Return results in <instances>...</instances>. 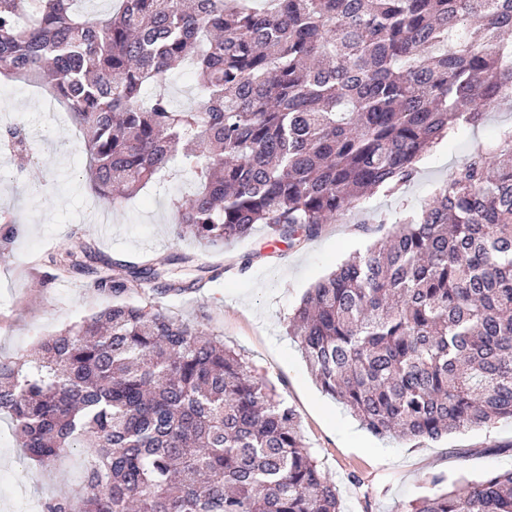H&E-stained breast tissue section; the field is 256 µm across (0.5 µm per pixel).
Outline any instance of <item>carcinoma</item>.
<instances>
[{
    "mask_svg": "<svg viewBox=\"0 0 512 512\" xmlns=\"http://www.w3.org/2000/svg\"><path fill=\"white\" fill-rule=\"evenodd\" d=\"M0 0V77L34 81L88 135L112 206L179 168L172 208L207 247L257 224L290 246L376 192L395 193L443 140L512 103V0ZM190 63L200 101L172 104ZM0 148L30 156L24 128ZM512 127L432 202L303 297L288 334L322 391L376 436L438 439L512 419ZM52 260L68 274L83 262ZM166 261L112 262L115 298L0 361V414L43 468L88 442L85 493L41 512H341L296 410L218 337L118 301ZM411 512H512V471L460 482Z\"/></svg>",
    "mask_w": 512,
    "mask_h": 512,
    "instance_id": "obj_1",
    "label": "carcinoma"
}]
</instances>
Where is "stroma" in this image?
Masks as SVG:
<instances>
[{
	"label": "stroma",
	"instance_id": "35a3bbf8",
	"mask_svg": "<svg viewBox=\"0 0 512 512\" xmlns=\"http://www.w3.org/2000/svg\"><path fill=\"white\" fill-rule=\"evenodd\" d=\"M24 126L34 159L23 162L0 152V215L15 219L18 232L0 252V360L33 351L39 340L104 308L109 296L95 293L87 277H57L51 257L79 242L89 245L87 264L145 262L171 258L169 270L190 280L202 266L221 274L204 288L154 298L144 288L129 302H157L206 333L218 335L241 353L257 374L271 382L298 413L307 448L339 491L343 512H406L409 504L436 493L432 477L447 482L482 480L512 470V420L452 432L441 439L378 437L346 407L316 384L295 337L290 317L309 288L349 256L364 252L372 235L339 220L291 248L269 237L264 225L223 248L204 246L172 219V199L193 192L190 174L179 171L157 180L121 207H106L87 180L83 134L39 87L0 80V127ZM512 112L491 113L484 124L441 144L418 164L419 173L403 192L366 199L363 220L379 223V235L393 232L396 218L429 203L441 183L477 144ZM250 267H243L246 256ZM87 451L73 448L55 469L27 462L8 418H0V512H16L21 496L33 502L80 489Z\"/></svg>",
	"mask_w": 512,
	"mask_h": 512
}]
</instances>
